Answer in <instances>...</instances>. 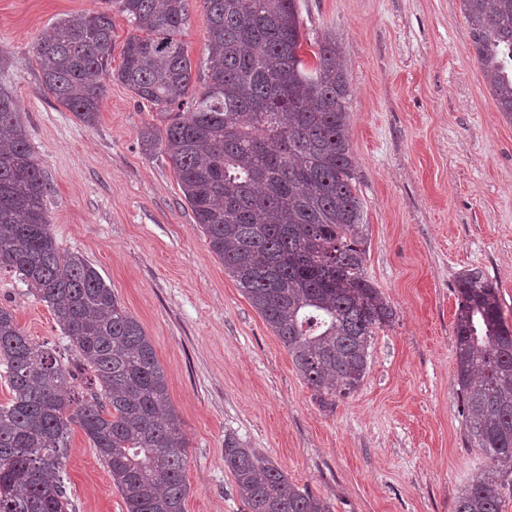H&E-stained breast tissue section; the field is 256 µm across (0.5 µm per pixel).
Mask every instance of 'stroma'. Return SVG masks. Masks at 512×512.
Listing matches in <instances>:
<instances>
[{
  "label": "stroma",
  "instance_id": "stroma-1",
  "mask_svg": "<svg viewBox=\"0 0 512 512\" xmlns=\"http://www.w3.org/2000/svg\"><path fill=\"white\" fill-rule=\"evenodd\" d=\"M305 53L335 37L349 68V142L369 229L366 269L396 312L360 387L324 405L210 250L169 160L143 144L166 117L106 81L86 125L39 89L33 42L109 0H0V87L43 164L61 254H82L150 338L189 440L185 512H245L224 465L235 435L332 512H454L486 463L453 391L454 285L478 269L512 327V123L486 88L461 0H299ZM183 39L206 59L190 0ZM65 352L48 307L0 270V305ZM71 512H125L81 430L64 461Z\"/></svg>",
  "mask_w": 512,
  "mask_h": 512
}]
</instances>
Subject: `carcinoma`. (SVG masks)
<instances>
[{
    "label": "carcinoma",
    "instance_id": "cac0c4a2",
    "mask_svg": "<svg viewBox=\"0 0 512 512\" xmlns=\"http://www.w3.org/2000/svg\"><path fill=\"white\" fill-rule=\"evenodd\" d=\"M189 0H112L134 27L112 71V16L86 12L34 44L40 89L86 124L117 75L167 115L143 141L164 151L194 223L322 402L356 390L394 310L366 272V224L349 144V68L336 41L302 58L297 0H203L204 82L183 40ZM475 58L512 121V0H462ZM0 91V268L53 313L73 367L0 306V512H69L63 460L74 428L92 443L126 512H185L188 439L140 323L98 270L60 255L48 183ZM455 392L468 444L490 461L454 512H500L512 488V329L479 270L455 283ZM246 512H332L271 460L224 438Z\"/></svg>",
    "mask_w": 512,
    "mask_h": 512
}]
</instances>
